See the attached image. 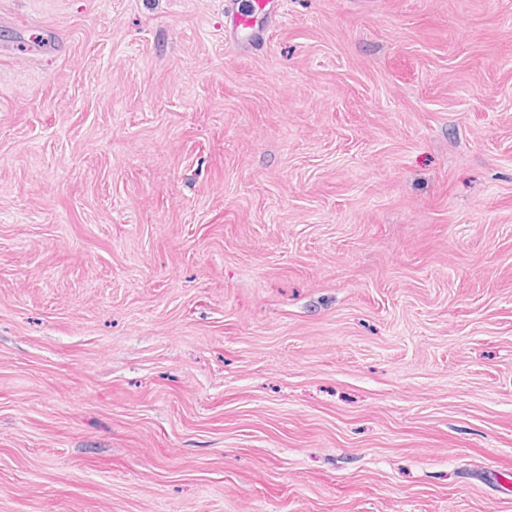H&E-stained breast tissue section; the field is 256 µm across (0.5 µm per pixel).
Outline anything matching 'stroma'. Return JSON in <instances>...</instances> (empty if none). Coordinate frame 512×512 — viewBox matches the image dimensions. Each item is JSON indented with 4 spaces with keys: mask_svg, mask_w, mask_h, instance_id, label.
<instances>
[{
    "mask_svg": "<svg viewBox=\"0 0 512 512\" xmlns=\"http://www.w3.org/2000/svg\"><path fill=\"white\" fill-rule=\"evenodd\" d=\"M0 0V512H512V0Z\"/></svg>",
    "mask_w": 512,
    "mask_h": 512,
    "instance_id": "1",
    "label": "stroma"
}]
</instances>
